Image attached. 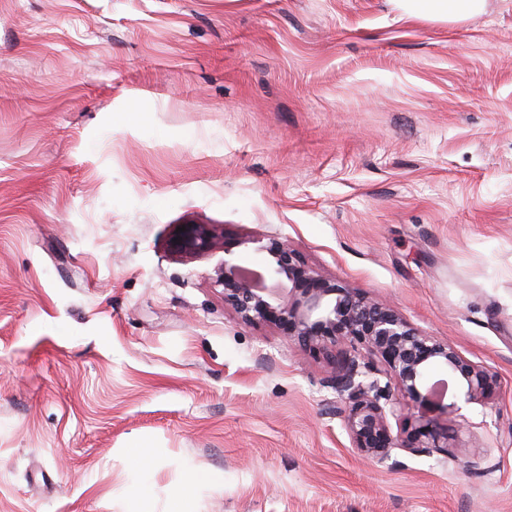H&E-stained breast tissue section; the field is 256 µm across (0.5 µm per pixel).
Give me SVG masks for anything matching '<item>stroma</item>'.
I'll return each instance as SVG.
<instances>
[{"mask_svg": "<svg viewBox=\"0 0 512 512\" xmlns=\"http://www.w3.org/2000/svg\"><path fill=\"white\" fill-rule=\"evenodd\" d=\"M181 224L278 235L495 370L449 454L351 448L326 358ZM512 512V0H0V512ZM406 12L450 20L480 13L486 0H394ZM201 475L193 472L189 476L188 481L183 485L182 489L171 498L164 512H194V495L195 485L199 482Z\"/></svg>", "mask_w": 512, "mask_h": 512, "instance_id": "stroma-1", "label": "stroma"}]
</instances>
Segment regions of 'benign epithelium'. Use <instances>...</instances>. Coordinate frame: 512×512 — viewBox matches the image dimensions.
<instances>
[{
	"label": "benign epithelium",
	"mask_w": 512,
	"mask_h": 512,
	"mask_svg": "<svg viewBox=\"0 0 512 512\" xmlns=\"http://www.w3.org/2000/svg\"><path fill=\"white\" fill-rule=\"evenodd\" d=\"M238 247L262 253L265 267L240 264L233 252ZM219 248L224 262L215 269L216 282L239 318L270 324L330 361V383L340 397L336 417L364 458L384 463L395 449L446 454L448 424L438 417L463 419L462 406H486L499 392L494 370L421 333L391 307L317 272L280 237L229 239L208 224H187L169 241L178 257ZM435 368L455 384V400L445 401V383L431 382ZM426 403L436 406L438 416L411 421V410Z\"/></svg>",
	"instance_id": "7a95c632"
}]
</instances>
